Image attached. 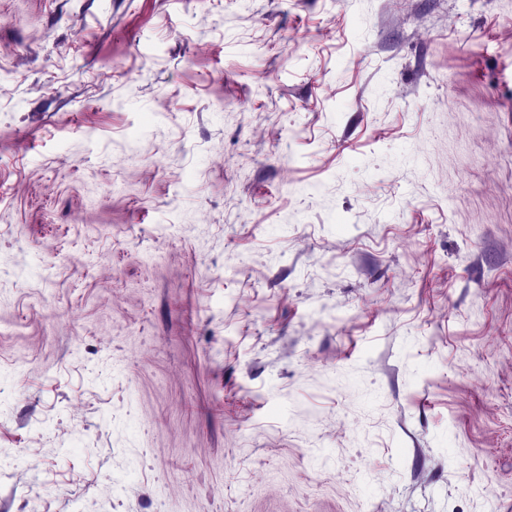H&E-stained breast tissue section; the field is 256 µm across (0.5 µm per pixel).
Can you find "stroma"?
Returning a JSON list of instances; mask_svg holds the SVG:
<instances>
[{
	"label": "stroma",
	"instance_id": "obj_1",
	"mask_svg": "<svg viewBox=\"0 0 512 512\" xmlns=\"http://www.w3.org/2000/svg\"><path fill=\"white\" fill-rule=\"evenodd\" d=\"M0 512H512V0H0Z\"/></svg>",
	"mask_w": 512,
	"mask_h": 512
}]
</instances>
